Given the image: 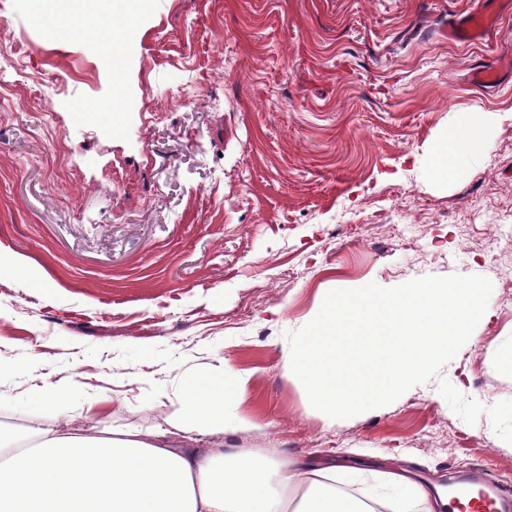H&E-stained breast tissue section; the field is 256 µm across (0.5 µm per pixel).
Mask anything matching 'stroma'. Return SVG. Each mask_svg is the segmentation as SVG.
<instances>
[{
    "label": "stroma",
    "mask_w": 512,
    "mask_h": 512,
    "mask_svg": "<svg viewBox=\"0 0 512 512\" xmlns=\"http://www.w3.org/2000/svg\"><path fill=\"white\" fill-rule=\"evenodd\" d=\"M485 2L152 0L116 72L107 32L49 41L29 0H0V423L25 443L58 411L86 435L148 434L225 364L252 429L173 445L358 468V491L396 505L390 473L512 478V71L471 84L512 55V5L488 39L448 40ZM474 111L497 127L485 154L438 180L433 147ZM451 274L493 290L437 376L348 419L311 406L286 334L329 291Z\"/></svg>",
    "instance_id": "1"
}]
</instances>
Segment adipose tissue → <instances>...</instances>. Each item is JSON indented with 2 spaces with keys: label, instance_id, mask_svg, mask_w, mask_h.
Wrapping results in <instances>:
<instances>
[{
  "label": "adipose tissue",
  "instance_id": "1",
  "mask_svg": "<svg viewBox=\"0 0 512 512\" xmlns=\"http://www.w3.org/2000/svg\"><path fill=\"white\" fill-rule=\"evenodd\" d=\"M47 39L96 27L111 32L103 54L120 67L125 48L138 37L148 0H33ZM494 127L474 112L459 133L437 147V178H452V160L484 155ZM245 381L217 367L188 382L179 409L153 433L115 431L107 436L44 429L30 446L4 450L0 434V512H369L314 479L308 465L250 448H173L166 435H217L227 424L249 427L238 415ZM308 482L293 496L295 481Z\"/></svg>",
  "mask_w": 512,
  "mask_h": 512
}]
</instances>
